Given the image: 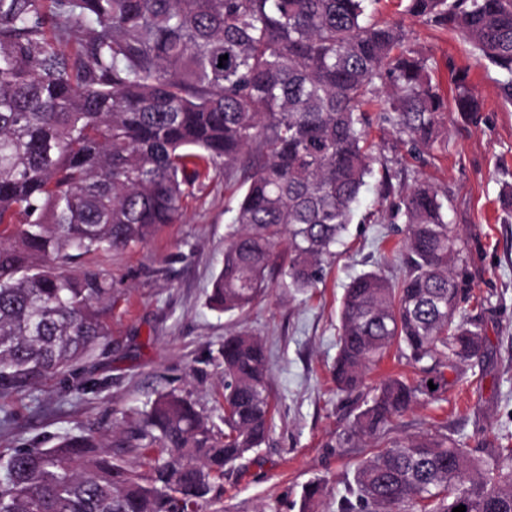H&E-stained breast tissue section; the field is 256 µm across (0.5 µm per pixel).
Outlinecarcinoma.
<instances>
[{
	"label": "carcinoma",
	"instance_id": "1",
	"mask_svg": "<svg viewBox=\"0 0 512 512\" xmlns=\"http://www.w3.org/2000/svg\"><path fill=\"white\" fill-rule=\"evenodd\" d=\"M390 3L460 35L512 102V0ZM381 4L0 0V388L75 364L104 340L112 282L82 259L178 222L183 199L221 170L227 190L239 172L241 195L211 306L245 310L273 274L290 292L316 287L380 163L367 112L416 159L442 136L448 101L433 65L404 47L398 22L378 19ZM453 102L482 118L463 76ZM389 209L405 224L406 275L394 286L371 270L345 288L334 378L362 390L392 348L415 378L381 381L338 447L438 400L486 342L462 309L472 272L448 195L416 176ZM222 354L224 430L168 393L127 439L157 452L145 474L91 435L0 453V512H204L224 469L272 428L262 341L240 332ZM323 492L308 484L301 512ZM408 505L512 512V446L471 448L444 433L396 442L361 463L338 512Z\"/></svg>",
	"mask_w": 512,
	"mask_h": 512
}]
</instances>
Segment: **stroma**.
Masks as SVG:
<instances>
[{"label": "stroma", "mask_w": 512, "mask_h": 512, "mask_svg": "<svg viewBox=\"0 0 512 512\" xmlns=\"http://www.w3.org/2000/svg\"><path fill=\"white\" fill-rule=\"evenodd\" d=\"M383 16L398 18L408 45L432 58V76L443 88L467 74L483 103L478 124L451 109L443 113L448 137L430 149L420 171L448 195L453 222L468 232L473 278L464 311L488 338L447 399L414 406L383 438L439 431L473 448L512 441V212L498 202L512 184V102L501 94L497 70L478 62L457 35L390 8ZM227 198L224 178L216 176L185 198L180 223L101 258L113 289L107 342L36 384L0 389V451L49 448L62 436L91 433L125 466L147 471L150 453L122 448L120 440L167 392L220 423L224 339L246 330L268 352L273 428L266 444L225 469L206 512H299L304 486L316 480L326 486L317 512H337L368 449L358 439L334 445L363 401L336 388L338 312L356 275L379 270L400 279L403 225L382 207L377 179H369L361 209L380 210L383 220L350 224L317 287L291 293L273 285L245 312L229 314L208 302L225 241L236 229Z\"/></svg>", "instance_id": "35a3bbf8"}]
</instances>
